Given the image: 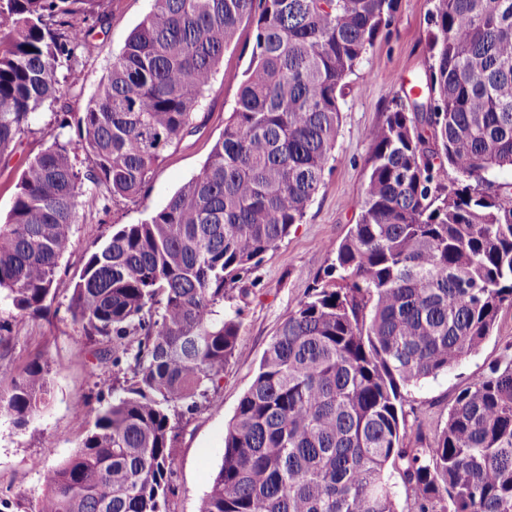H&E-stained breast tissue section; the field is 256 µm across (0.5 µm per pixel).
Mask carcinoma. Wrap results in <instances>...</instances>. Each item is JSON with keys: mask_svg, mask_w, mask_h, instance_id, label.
<instances>
[{"mask_svg": "<svg viewBox=\"0 0 512 512\" xmlns=\"http://www.w3.org/2000/svg\"><path fill=\"white\" fill-rule=\"evenodd\" d=\"M95 0H0V157L89 53ZM429 64L409 102L368 133L360 214L323 277L280 325L224 433L200 512H512V346L456 397L432 443L400 436L405 391L479 351L512 307V0H430ZM393 21V0H152L80 117L76 142L26 159L0 224V299L66 313L123 375L30 512H167L177 430L237 354L224 298L302 222L335 161L341 104ZM250 59L201 171L89 251L80 197L134 199L187 133L241 27ZM91 163L81 169L76 153ZM457 178L444 182L446 168ZM12 322L0 317V354ZM35 356L0 394L27 427L45 403Z\"/></svg>", "mask_w": 512, "mask_h": 512, "instance_id": "carcinoma-1", "label": "carcinoma"}]
</instances>
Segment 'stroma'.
<instances>
[{"mask_svg":"<svg viewBox=\"0 0 512 512\" xmlns=\"http://www.w3.org/2000/svg\"><path fill=\"white\" fill-rule=\"evenodd\" d=\"M150 7L151 0H102L100 8L107 20L90 34L94 51L59 71L61 99L37 115L11 158L0 160V224L11 210L25 158L52 142L60 120L68 122L67 135L75 136L80 112ZM429 9V0H395L391 26L377 37L350 78V91L342 103L336 160L325 175L324 186L307 207L302 223L294 225L249 279L225 299V309L241 311L239 351L225 366L213 401L199 402L182 421L168 512H199L222 463L224 430L251 385L264 351L288 314L306 298L315 277L329 266L331 255L324 243L339 244L356 224L369 170L367 132L395 104L406 102L412 78L427 68ZM250 37V29L242 28L237 43L225 51L196 110V132L186 134L166 152L144 196L116 203L107 202L103 190L92 189L83 196L72 226L73 246L60 262L63 279L78 276L86 251L102 242L113 225L141 222L200 172L233 108L249 62L244 46ZM12 336L13 349L5 359L9 369L0 373V393L10 392L13 375L34 355L46 353L50 361L48 404L29 426L16 428L10 416L0 411V500L9 501V512H28L48 472L76 451L86 433L73 418L74 406L111 383L112 367L97 360V347L86 339L82 326L61 316L49 320L16 317ZM509 344L512 308L507 307L476 354L447 374L410 390L404 444L415 446L420 431L434 438L458 393L497 361Z\"/></svg>","mask_w":512,"mask_h":512,"instance_id":"obj_1","label":"stroma"}]
</instances>
